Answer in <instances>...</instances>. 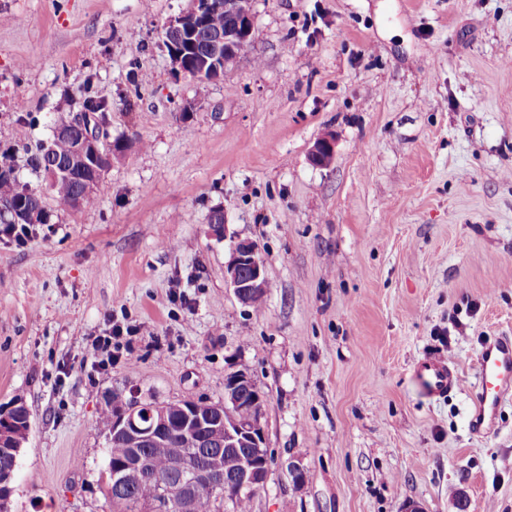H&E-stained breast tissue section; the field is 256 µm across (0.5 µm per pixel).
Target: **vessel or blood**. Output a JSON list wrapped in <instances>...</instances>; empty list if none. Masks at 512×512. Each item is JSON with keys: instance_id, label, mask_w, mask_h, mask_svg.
<instances>
[{"instance_id": "1", "label": "vessel or blood", "mask_w": 512, "mask_h": 512, "mask_svg": "<svg viewBox=\"0 0 512 512\" xmlns=\"http://www.w3.org/2000/svg\"><path fill=\"white\" fill-rule=\"evenodd\" d=\"M478 381L474 387L470 425L473 433L491 432L497 412L512 399V336H500L487 343L477 356ZM422 395L430 401L447 398L460 390L463 379L441 351L428 350L412 369Z\"/></svg>"}]
</instances>
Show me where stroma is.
I'll use <instances>...</instances> for the list:
<instances>
[{"label": "stroma", "mask_w": 512, "mask_h": 512, "mask_svg": "<svg viewBox=\"0 0 512 512\" xmlns=\"http://www.w3.org/2000/svg\"><path fill=\"white\" fill-rule=\"evenodd\" d=\"M188 6L0 0V151L20 184L50 198L27 151L85 88L127 145L91 204L0 237V406L32 420L10 512H112L113 393L220 402L238 369L271 455L250 512H458L460 490L466 512H512V400L469 430L476 353L512 336V0H254L252 50L216 82L163 45ZM237 239L265 264L257 308L224 279ZM110 316L153 333L99 372L87 348ZM427 346L464 379L436 404L411 378ZM335 155V139L332 135L319 139L309 152V162L316 167L327 168Z\"/></svg>", "instance_id": "35a3bbf8"}]
</instances>
